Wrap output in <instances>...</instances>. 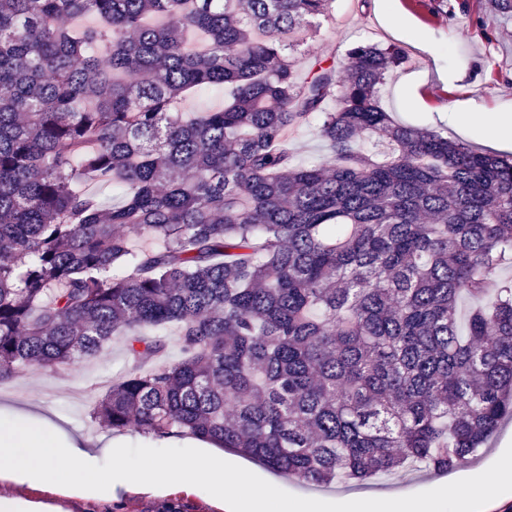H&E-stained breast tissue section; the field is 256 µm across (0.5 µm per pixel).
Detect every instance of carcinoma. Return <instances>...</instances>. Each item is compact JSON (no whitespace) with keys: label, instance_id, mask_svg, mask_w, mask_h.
I'll return each instance as SVG.
<instances>
[{"label":"carcinoma","instance_id":"cac0c4a2","mask_svg":"<svg viewBox=\"0 0 512 512\" xmlns=\"http://www.w3.org/2000/svg\"><path fill=\"white\" fill-rule=\"evenodd\" d=\"M327 3L0 0V379L120 334L133 369L100 427L310 485L447 471L493 437L512 281L491 297L486 272L512 266V156L394 120L396 45L297 82ZM198 87L228 99L186 119ZM313 119L326 168L293 162Z\"/></svg>","mask_w":512,"mask_h":512}]
</instances>
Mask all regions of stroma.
I'll return each instance as SVG.
<instances>
[{
  "label": "stroma",
  "mask_w": 512,
  "mask_h": 512,
  "mask_svg": "<svg viewBox=\"0 0 512 512\" xmlns=\"http://www.w3.org/2000/svg\"><path fill=\"white\" fill-rule=\"evenodd\" d=\"M356 43L404 48L407 61L388 75L382 98L395 120L453 139L456 131L439 120V113L455 105L481 121L501 103L512 101V20L498 15L494 0H330L304 53L295 60L296 79L308 80L318 66L343 60ZM131 368L124 339L116 336L94 360L69 370L21 367L0 381V405L53 418L69 433L93 442L104 435L91 415L94 402ZM113 440L132 470H145L159 458L175 468L186 453V439L177 435L130 430ZM249 467L267 490L268 512H293L298 501H333L361 488L428 494L432 482L441 478L440 473L419 468L360 484L316 486L290 480L254 461ZM0 496L28 501L34 512H164L169 505L176 512H234L231 501L213 497L202 483L190 491L131 485L102 499L17 485L0 476Z\"/></svg>",
  "instance_id": "35a3bbf8"
}]
</instances>
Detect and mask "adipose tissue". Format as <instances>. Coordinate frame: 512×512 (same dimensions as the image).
<instances>
[{
	"mask_svg": "<svg viewBox=\"0 0 512 512\" xmlns=\"http://www.w3.org/2000/svg\"><path fill=\"white\" fill-rule=\"evenodd\" d=\"M445 118L464 136L498 146L512 141V104L478 125L472 123L467 112L450 111ZM0 469L20 485L67 487L90 496L111 494L116 484L164 488L179 482L191 487L204 476L215 497L245 493L256 512H265L266 497L245 468L226 467L191 452L175 472L161 462L144 471H133L125 466L112 441H105L96 449L88 448L83 439L66 434L57 422L46 417L0 416ZM497 469L499 482L494 486L482 484L474 471L453 478L451 512H479L486 502L511 492L512 448L499 450ZM336 512H432V503L424 495L361 492L342 498Z\"/></svg>",
	"mask_w": 512,
	"mask_h": 512,
	"instance_id": "adipose-tissue-1",
	"label": "adipose tissue"
}]
</instances>
